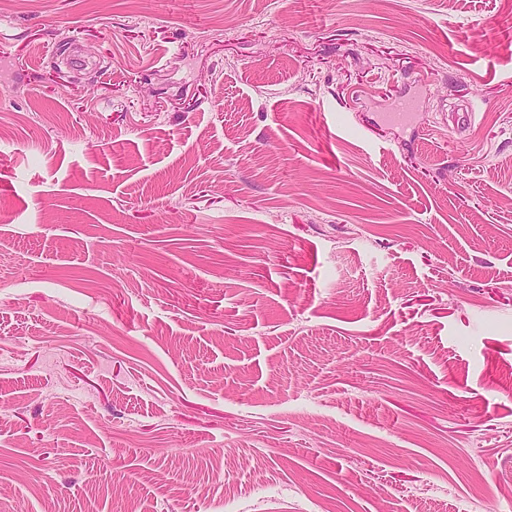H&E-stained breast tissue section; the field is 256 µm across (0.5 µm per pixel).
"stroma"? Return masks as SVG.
I'll return each instance as SVG.
<instances>
[{
    "mask_svg": "<svg viewBox=\"0 0 512 512\" xmlns=\"http://www.w3.org/2000/svg\"><path fill=\"white\" fill-rule=\"evenodd\" d=\"M0 512H512V0H0Z\"/></svg>",
    "mask_w": 512,
    "mask_h": 512,
    "instance_id": "stroma-1",
    "label": "stroma"
}]
</instances>
